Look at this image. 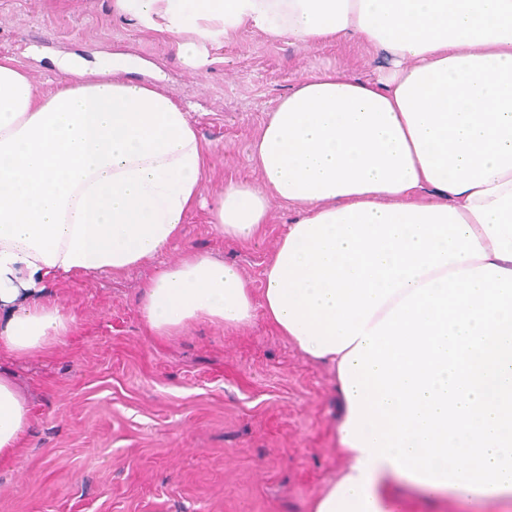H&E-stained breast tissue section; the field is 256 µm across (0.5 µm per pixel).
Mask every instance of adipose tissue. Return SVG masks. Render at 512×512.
I'll return each instance as SVG.
<instances>
[{
  "instance_id": "ef3b65f1",
  "label": "adipose tissue",
  "mask_w": 512,
  "mask_h": 512,
  "mask_svg": "<svg viewBox=\"0 0 512 512\" xmlns=\"http://www.w3.org/2000/svg\"><path fill=\"white\" fill-rule=\"evenodd\" d=\"M201 69L237 32L364 46L282 95L250 144L254 183L226 178L212 232L262 237L269 202L293 221L253 290L236 265L183 251L209 148L137 62L55 61L51 88L0 56V351L64 344L73 320L44 290L154 260L152 336L232 331L255 312L335 377L341 471L310 512H394L404 488L512 512V0H113ZM32 422L0 374V467Z\"/></svg>"
}]
</instances>
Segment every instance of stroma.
<instances>
[{
    "mask_svg": "<svg viewBox=\"0 0 512 512\" xmlns=\"http://www.w3.org/2000/svg\"><path fill=\"white\" fill-rule=\"evenodd\" d=\"M49 40L46 53L27 43ZM129 52L155 65L158 83L190 117L213 156L204 196L226 176L255 179L248 150L267 112L298 81L327 65L376 77L383 58L364 47H310L244 30L193 70L169 44L113 15L111 0H0V54L49 87L54 57ZM207 207L191 214L184 248L237 265L253 287L292 214L270 204L263 238L216 237ZM153 263L120 276L59 280L53 299L74 318V337L49 354L0 353L33 407L32 432L0 468V512H309L343 465L336 453L340 403L332 374L304 358L256 315L226 331L196 325L149 336L139 308Z\"/></svg>",
    "mask_w": 512,
    "mask_h": 512,
    "instance_id": "obj_1",
    "label": "stroma"
}]
</instances>
